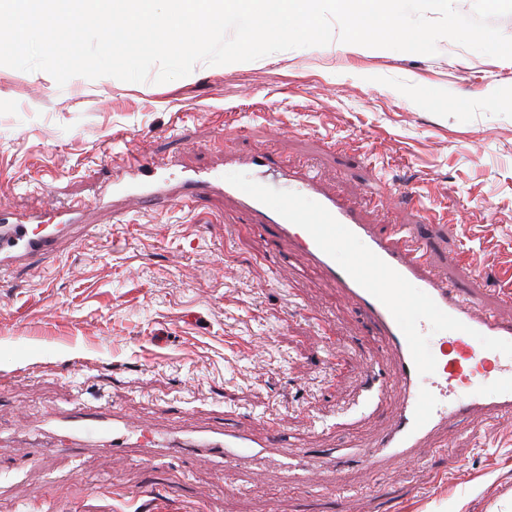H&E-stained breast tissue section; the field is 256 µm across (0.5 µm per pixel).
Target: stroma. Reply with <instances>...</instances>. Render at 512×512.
<instances>
[{
    "label": "stroma",
    "mask_w": 512,
    "mask_h": 512,
    "mask_svg": "<svg viewBox=\"0 0 512 512\" xmlns=\"http://www.w3.org/2000/svg\"><path fill=\"white\" fill-rule=\"evenodd\" d=\"M258 151L428 237L432 270L485 291L512 266V60L444 39L434 55L333 41L210 65L166 83L0 66V211L82 207L74 240L0 280V512H512V420L448 427L370 477L356 454L395 417L369 322L293 244L269 245L223 195L188 208L113 193L130 153L170 183L251 182ZM148 430L225 426L323 463L297 485L275 461H147L140 451L20 449L75 403ZM342 470L346 485L331 474Z\"/></svg>",
    "instance_id": "35a3bbf8"
}]
</instances>
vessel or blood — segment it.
Here are the masks:
<instances>
[{"label": "vessel or blood", "mask_w": 512, "mask_h": 512, "mask_svg": "<svg viewBox=\"0 0 512 512\" xmlns=\"http://www.w3.org/2000/svg\"><path fill=\"white\" fill-rule=\"evenodd\" d=\"M250 166L255 178L247 189L189 175L176 193L155 180L139 155L132 156L128 174L132 196L146 203L172 194L188 205L215 193L235 198L258 218L271 241L294 243L366 316L394 361V377L381 382L380 390H399L401 404L387 432L362 453L363 471L376 475L392 462L414 458L429 438L445 434L450 420L512 417V363L497 360L487 368L478 361L479 354L512 341V321H501L485 309L482 289L464 291L434 274L428 240L411 230L375 231L356 210L320 192L314 179L293 182L267 154L253 155ZM272 171L288 188L283 204L273 209L267 206V175ZM55 212L60 218L56 224H0V274L20 260L54 251L72 215L62 204ZM340 237L364 241L363 268L337 264ZM381 272L386 275L382 286L377 283ZM52 428L58 448L64 450L77 452L103 442L109 451L122 454L135 444L188 463L213 457L236 463L258 454L263 446L251 434L224 427L155 434L135 429L120 414L82 408L53 422Z\"/></svg>", "instance_id": "obj_1"}]
</instances>
